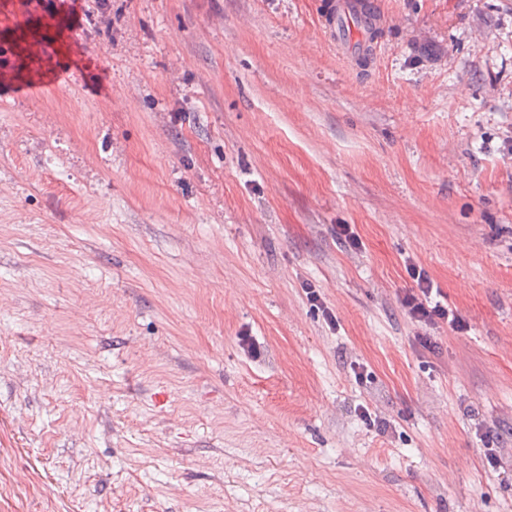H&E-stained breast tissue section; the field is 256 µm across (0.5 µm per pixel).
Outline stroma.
Here are the masks:
<instances>
[{"label": "stroma", "mask_w": 512, "mask_h": 512, "mask_svg": "<svg viewBox=\"0 0 512 512\" xmlns=\"http://www.w3.org/2000/svg\"><path fill=\"white\" fill-rule=\"evenodd\" d=\"M102 2L0 93V512H512V0H373L364 67L336 0ZM56 14L57 12L41 20L42 27L51 34V38L45 43L52 48V57L55 61L41 70L35 66L29 55H13L8 63H2V67L6 66L11 71L28 74L29 78L8 85L7 94L26 98L46 86H57L68 80L77 69L76 65L81 63V57L69 46L71 32H64L58 28ZM411 275L416 281L417 288H410L403 297V306L408 316L417 322L425 324H438L445 322L454 331H462L466 328L457 310L451 308L433 297V283L427 274L412 266Z\"/></svg>", "instance_id": "1"}]
</instances>
